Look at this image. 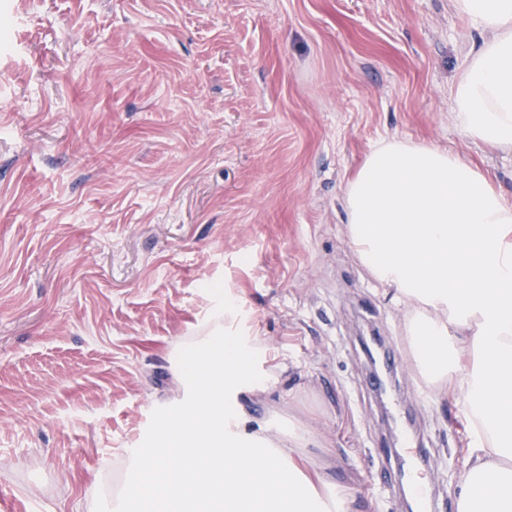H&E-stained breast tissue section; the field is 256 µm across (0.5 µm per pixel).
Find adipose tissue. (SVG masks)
<instances>
[{
  "instance_id": "obj_1",
  "label": "adipose tissue",
  "mask_w": 512,
  "mask_h": 512,
  "mask_svg": "<svg viewBox=\"0 0 512 512\" xmlns=\"http://www.w3.org/2000/svg\"><path fill=\"white\" fill-rule=\"evenodd\" d=\"M480 36L450 89L474 142L512 152V0H452ZM359 262L408 305L416 365L437 395L453 388L471 424L457 512H512V201L479 167L425 143L380 142L342 188ZM237 315L225 301L214 341L180 362L194 398L162 420L154 448H132L135 470L167 487L114 498L113 512H350L348 488L303 470L311 431L276 417V433H244L229 398L255 346L225 338Z\"/></svg>"
}]
</instances>
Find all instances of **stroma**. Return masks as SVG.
Instances as JSON below:
<instances>
[{"instance_id":"stroma-1","label":"stroma","mask_w":512,"mask_h":512,"mask_svg":"<svg viewBox=\"0 0 512 512\" xmlns=\"http://www.w3.org/2000/svg\"><path fill=\"white\" fill-rule=\"evenodd\" d=\"M473 44L451 0H0V512H112L173 351L226 298L271 385L232 392L246 432L301 421L354 512H404L375 451L421 439L454 499L470 430L355 257L342 186L423 141L512 201V154L451 110ZM374 336L401 356L385 392Z\"/></svg>"}]
</instances>
